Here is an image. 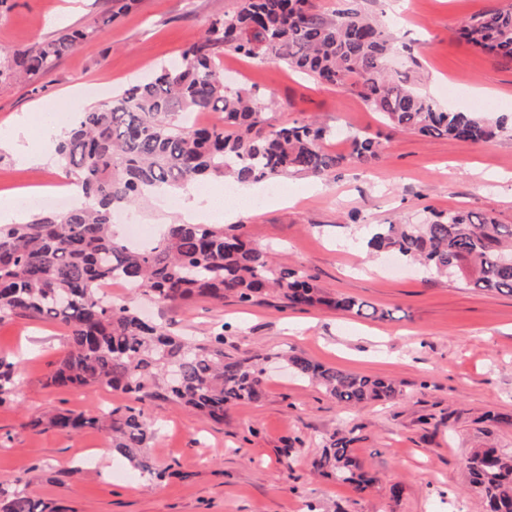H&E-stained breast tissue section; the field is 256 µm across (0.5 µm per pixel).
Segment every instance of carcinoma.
Returning a JSON list of instances; mask_svg holds the SVG:
<instances>
[{"label":"carcinoma","mask_w":512,"mask_h":512,"mask_svg":"<svg viewBox=\"0 0 512 512\" xmlns=\"http://www.w3.org/2000/svg\"><path fill=\"white\" fill-rule=\"evenodd\" d=\"M458 37L494 61L512 63V6L461 22ZM89 33L74 30L27 50H0V81L41 77ZM231 49L308 73L328 86L351 85L394 128L426 137L486 142L512 135V123L491 112H454L420 94L406 75L386 67L393 41L388 29L347 5L332 16L316 0H239L212 21L179 60L157 64L143 80L107 104L80 113L57 146L66 174L83 200L67 212L44 210L22 224L0 225V324L28 316L60 325L69 349L47 376L56 388L108 387L136 403L156 398L220 423L232 406L259 402L265 368L255 355L224 352V331L201 339L171 334L128 304L98 292L110 277L138 287L158 303L197 300L250 305L270 293L290 307L322 305L357 317L390 313L354 296L333 295L306 270L277 261L254 246L242 224H170L146 250L129 247L112 232L117 205L132 206L157 188L176 192L212 178L259 184L290 174L323 178L346 157L325 147L332 132L315 122L273 125L272 100L224 80L220 53ZM192 112L216 121L193 125ZM350 157L371 163L381 144L349 136ZM422 224H376L367 248L421 266L431 275H457L468 286L512 295V225L489 214L431 211ZM291 371L320 386L345 406L393 402V380L326 367L297 354ZM13 364L0 358V404L14 395ZM108 424L112 447L142 475L162 476L138 450L148 447L153 425L141 409L122 405L103 415L56 412L30 420L74 433ZM356 438L333 433L313 468L362 492L374 478L357 461ZM472 487L485 512H512V455L475 448L466 459ZM0 512H60L26 488L0 498Z\"/></svg>","instance_id":"1"}]
</instances>
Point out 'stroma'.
<instances>
[{
  "label": "stroma",
  "mask_w": 512,
  "mask_h": 512,
  "mask_svg": "<svg viewBox=\"0 0 512 512\" xmlns=\"http://www.w3.org/2000/svg\"><path fill=\"white\" fill-rule=\"evenodd\" d=\"M0 12V48L26 49L73 29L91 38L33 81L0 84V131L19 137L0 148V193L31 196L53 184L61 167L19 164L18 148L42 141L34 111L56 99L72 113L101 105L152 64L171 59L234 11L237 0H138L102 26L110 0H9ZM392 33L390 71H411L421 92L453 110L495 101L512 118V64L494 62L455 36L471 16L512 0H357ZM225 71L274 98V124L308 119L378 138L379 160L346 161L327 178L279 179L283 199L240 216L250 239L281 261L299 264L330 292L386 310L364 319L322 307L292 309L269 295L248 307L163 305L140 295L148 319L200 338L229 325L226 353L291 351L325 366L392 379L394 402L346 407L319 387L273 368L260 403L232 407L217 424L156 399L141 409L155 430L149 456L167 474L152 482L117 454L100 458L110 436L101 428L62 434L30 429L47 412L102 413L127 404L121 392L56 389L45 380L67 350L65 331L25 317L0 325V356L14 362L19 384L0 405V489L29 479V493L64 512H484L465 483L469 449L494 445L512 453V427L485 422L486 412L512 416V296L454 279H434L366 245L368 227L425 207L492 214L512 224V137L486 143L424 138L384 124L356 88L332 87L285 64L224 52ZM352 432L354 453L373 485L357 492L315 472L311 463L335 431Z\"/></svg>",
  "instance_id": "stroma-1"
}]
</instances>
